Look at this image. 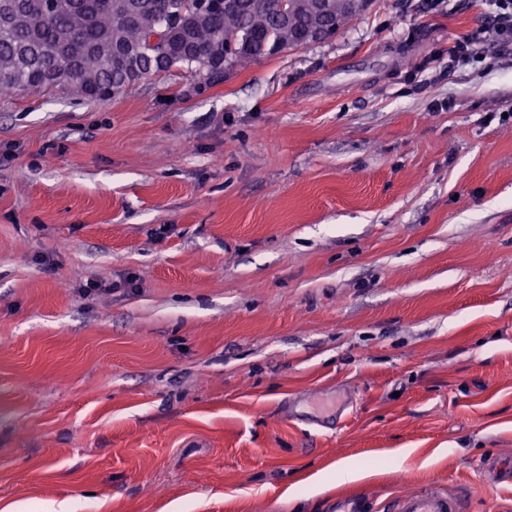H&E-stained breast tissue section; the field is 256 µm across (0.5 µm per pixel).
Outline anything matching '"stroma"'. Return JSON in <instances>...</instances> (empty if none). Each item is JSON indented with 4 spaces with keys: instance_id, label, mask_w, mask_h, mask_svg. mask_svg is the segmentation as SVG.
<instances>
[{
    "instance_id": "obj_1",
    "label": "stroma",
    "mask_w": 512,
    "mask_h": 512,
    "mask_svg": "<svg viewBox=\"0 0 512 512\" xmlns=\"http://www.w3.org/2000/svg\"><path fill=\"white\" fill-rule=\"evenodd\" d=\"M484 21L0 94V508L512 512V46L447 57ZM460 501L444 493L428 489L400 497L393 512H459Z\"/></svg>"
}]
</instances>
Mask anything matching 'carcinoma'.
<instances>
[{
    "instance_id": "cac0c4a2",
    "label": "carcinoma",
    "mask_w": 512,
    "mask_h": 512,
    "mask_svg": "<svg viewBox=\"0 0 512 512\" xmlns=\"http://www.w3.org/2000/svg\"><path fill=\"white\" fill-rule=\"evenodd\" d=\"M0 85H75L106 100L184 68L211 85L260 58L328 40L370 0H0Z\"/></svg>"
}]
</instances>
